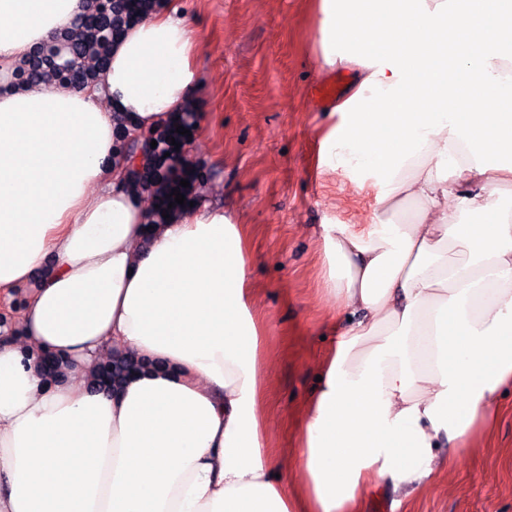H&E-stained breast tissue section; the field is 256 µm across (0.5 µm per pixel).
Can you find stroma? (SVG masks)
<instances>
[{
  "label": "stroma",
  "instance_id": "35a3bbf8",
  "mask_svg": "<svg viewBox=\"0 0 512 512\" xmlns=\"http://www.w3.org/2000/svg\"><path fill=\"white\" fill-rule=\"evenodd\" d=\"M194 42L199 75L189 106L199 115L184 148L195 211L221 212L249 254L250 310L258 352L263 451L296 476L299 417L333 342L342 308L324 288L323 227L368 224L371 190L320 163L338 121L316 82L341 76L324 66L320 0H175ZM361 512H512V385L471 449L437 459L429 487L413 495L367 488Z\"/></svg>",
  "mask_w": 512,
  "mask_h": 512
}]
</instances>
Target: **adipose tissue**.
<instances>
[{
  "label": "adipose tissue",
  "instance_id": "1",
  "mask_svg": "<svg viewBox=\"0 0 512 512\" xmlns=\"http://www.w3.org/2000/svg\"><path fill=\"white\" fill-rule=\"evenodd\" d=\"M465 3L323 0V61L355 77L321 163L425 215L324 227L345 323L301 416L296 485L261 448L239 230L221 213L147 225L124 179L117 117L151 131L197 81L186 23L168 10L127 27L98 84H16L29 50L91 3L0 0V300L16 316L0 326V512H360L369 484L419 490L437 448L466 452L512 381V215L490 201L512 180V162H490L512 158V0ZM486 10L478 40L450 41ZM116 344L145 368L91 389ZM45 353L66 364L57 379ZM422 213L423 206L419 202L412 199H401L392 211L382 215V219L396 224H414Z\"/></svg>",
  "mask_w": 512,
  "mask_h": 512
}]
</instances>
